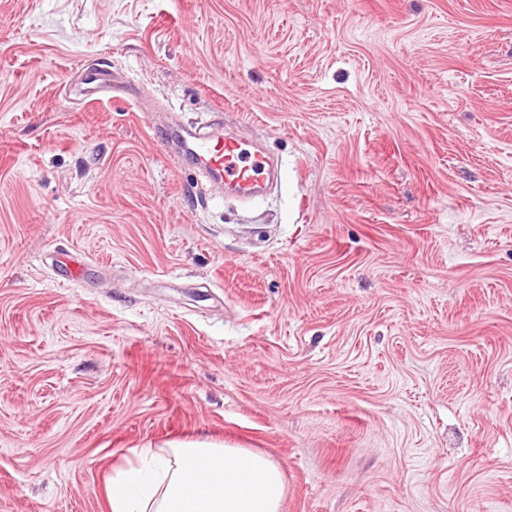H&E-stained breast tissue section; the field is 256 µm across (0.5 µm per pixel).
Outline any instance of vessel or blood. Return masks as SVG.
<instances>
[{"label":"vessel or blood","instance_id":"obj_1","mask_svg":"<svg viewBox=\"0 0 512 512\" xmlns=\"http://www.w3.org/2000/svg\"><path fill=\"white\" fill-rule=\"evenodd\" d=\"M182 155L246 198L259 191L270 172V163L261 152L232 135L195 138Z\"/></svg>","mask_w":512,"mask_h":512}]
</instances>
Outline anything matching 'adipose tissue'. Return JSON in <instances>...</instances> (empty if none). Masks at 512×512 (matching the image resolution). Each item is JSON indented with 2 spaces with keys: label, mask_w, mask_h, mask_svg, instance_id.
I'll list each match as a JSON object with an SVG mask.
<instances>
[{
  "label": "adipose tissue",
  "mask_w": 512,
  "mask_h": 512,
  "mask_svg": "<svg viewBox=\"0 0 512 512\" xmlns=\"http://www.w3.org/2000/svg\"><path fill=\"white\" fill-rule=\"evenodd\" d=\"M137 462L113 477L110 512H279L282 472L266 456L191 441L140 448ZM208 462L206 477L196 470Z\"/></svg>",
  "instance_id": "adipose-tissue-1"
}]
</instances>
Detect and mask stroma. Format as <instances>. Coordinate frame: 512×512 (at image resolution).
<instances>
[{"instance_id":"35a3bbf8","label":"stroma","mask_w":512,"mask_h":512,"mask_svg":"<svg viewBox=\"0 0 512 512\" xmlns=\"http://www.w3.org/2000/svg\"><path fill=\"white\" fill-rule=\"evenodd\" d=\"M186 440L281 512H512V0H0V512ZM86 80L88 84L94 85L87 95L93 100L99 99L101 96H106L110 89L114 88L111 74L109 70L106 69H96L87 74ZM112 85V86H111ZM182 156L189 157L199 168L224 180L244 198L261 188L270 172L269 161L256 149L248 148L233 135L224 138L196 137L186 144Z\"/></svg>"}]
</instances>
